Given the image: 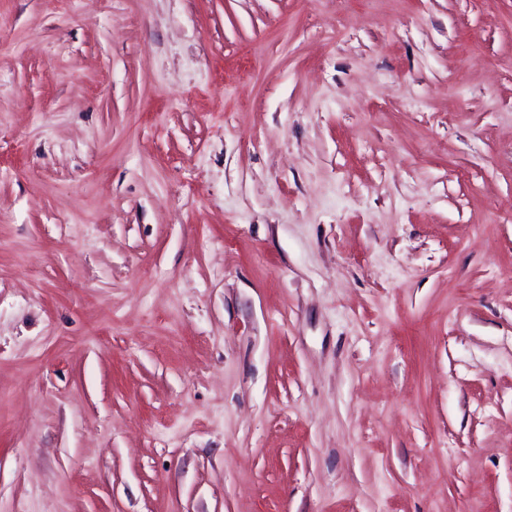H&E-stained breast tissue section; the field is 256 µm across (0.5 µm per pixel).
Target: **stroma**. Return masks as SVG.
<instances>
[{
	"label": "stroma",
	"instance_id": "35a3bbf8",
	"mask_svg": "<svg viewBox=\"0 0 512 512\" xmlns=\"http://www.w3.org/2000/svg\"><path fill=\"white\" fill-rule=\"evenodd\" d=\"M0 18V512H512V0Z\"/></svg>",
	"mask_w": 512,
	"mask_h": 512
}]
</instances>
